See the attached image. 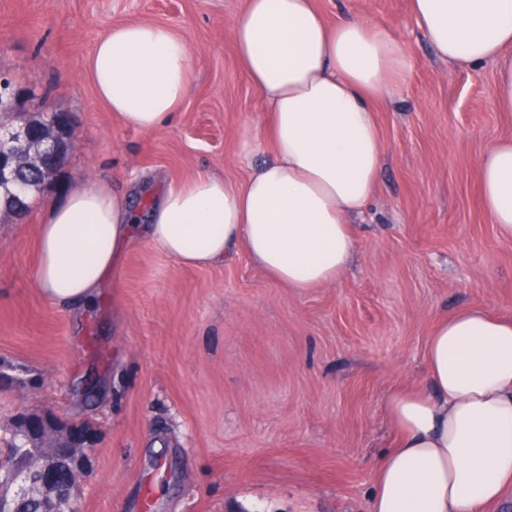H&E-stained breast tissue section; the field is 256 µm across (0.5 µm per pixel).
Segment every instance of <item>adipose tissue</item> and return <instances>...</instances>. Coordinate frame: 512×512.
<instances>
[{"label":"adipose tissue","mask_w":512,"mask_h":512,"mask_svg":"<svg viewBox=\"0 0 512 512\" xmlns=\"http://www.w3.org/2000/svg\"><path fill=\"white\" fill-rule=\"evenodd\" d=\"M436 55L496 65L498 108L512 112V0H410ZM240 68L266 107L238 143L241 160L270 148L244 181L199 175L170 183L140 218L127 195L79 186L36 229L38 288L93 305L137 239L179 264L211 267L246 251L276 284L304 292L337 282L358 241L384 161L373 102L409 59L389 26L357 14L328 21L314 0H246L231 29ZM98 99L123 123L153 131L188 91L190 53L170 27L121 24L85 62ZM482 206L512 237V139L478 162ZM425 385L391 389L395 445L380 460L370 512H488L512 496V316L474 306L438 321Z\"/></svg>","instance_id":"ef3b65f1"}]
</instances>
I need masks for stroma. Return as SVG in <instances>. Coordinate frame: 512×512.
Returning <instances> with one entry per match:
<instances>
[{
	"mask_svg": "<svg viewBox=\"0 0 512 512\" xmlns=\"http://www.w3.org/2000/svg\"><path fill=\"white\" fill-rule=\"evenodd\" d=\"M244 0H0V76L34 113H64L75 145L31 210L0 214V436L29 419L58 437L83 427L75 512H369L394 446L383 402L425 381L437 318L480 306L512 314V238L481 206L478 161L512 137L494 66L436 58L410 0H316L393 26L410 67L380 106L386 156L357 255L333 285L277 286L247 253L180 266L138 244L95 303L73 316L37 288L44 205L94 181L159 193L200 174L243 179L236 145L264 116L229 32ZM168 25L189 48V94L161 128L126 126L98 100L84 61L112 26Z\"/></svg>",
	"mask_w": 512,
	"mask_h": 512,
	"instance_id": "1",
	"label": "stroma"
}]
</instances>
